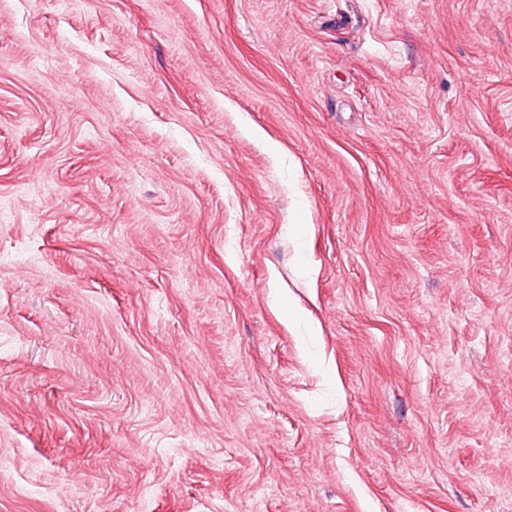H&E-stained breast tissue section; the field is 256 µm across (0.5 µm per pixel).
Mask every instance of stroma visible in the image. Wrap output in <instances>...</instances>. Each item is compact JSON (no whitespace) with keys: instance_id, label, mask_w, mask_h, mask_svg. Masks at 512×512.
Returning <instances> with one entry per match:
<instances>
[{"instance_id":"35a3bbf8","label":"stroma","mask_w":512,"mask_h":512,"mask_svg":"<svg viewBox=\"0 0 512 512\" xmlns=\"http://www.w3.org/2000/svg\"><path fill=\"white\" fill-rule=\"evenodd\" d=\"M0 512H512V0H0Z\"/></svg>"}]
</instances>
